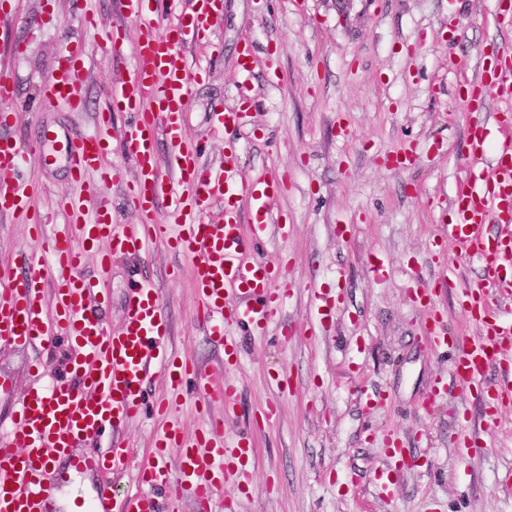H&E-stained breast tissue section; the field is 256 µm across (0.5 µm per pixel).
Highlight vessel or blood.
I'll use <instances>...</instances> for the list:
<instances>
[{
	"instance_id": "1",
	"label": "vessel or blood",
	"mask_w": 512,
	"mask_h": 512,
	"mask_svg": "<svg viewBox=\"0 0 512 512\" xmlns=\"http://www.w3.org/2000/svg\"><path fill=\"white\" fill-rule=\"evenodd\" d=\"M198 8L179 17L177 24L161 30L154 23L149 0H123L127 14L144 26L136 48H128L119 27L105 32L111 57L135 54L127 78L113 85L108 109L97 116L96 129L65 139L60 153L74 180L90 173L101 179H119L117 169L102 159L109 152L108 130L115 112L134 113L123 133L127 157L134 165L127 200L142 222L131 230L112 221V205L102 202L87 214L79 200H61L66 228L52 230L47 219L32 226L35 243L48 247L50 263L38 253L23 256L27 273L12 277L0 269V344L28 347L62 335L71 340L67 364L69 379L46 383L44 369H36L34 382L18 402L9 432L0 435V512H46V502L56 484L53 457L66 456L74 471L95 470L103 479L96 486L91 512H108L112 485L106 476L129 464L128 448L113 446L97 455L77 453L82 440L109 427L139 417L144 390L143 376L152 363L166 373L172 397L193 387L198 400L221 399L233 407L234 385L195 373L185 358L168 355L162 302L155 288L140 286L128 296L121 332L107 330L88 312L90 301L104 302L99 282L80 272L86 252L108 242L100 257L108 269L117 254L144 251L160 243L192 260L198 317L210 336L224 348V365L232 367L239 340L230 324L263 334L278 313L282 296L273 286L281 267L262 258L244 260L248 241L268 233L287 234L288 227L271 221L278 198L277 187L264 180H244L236 153L224 157V166H204L185 131L184 114L192 88L202 76L183 52L187 41L205 39L224 9L223 0H197ZM493 67L474 79H463L468 100L485 102L494 96L499 107L492 122L476 121L467 128L469 173L457 186L450 202L457 220L449 236L475 256L486 272L484 284L462 288L460 301L477 325L478 335L447 337L440 312H433L427 330L432 347L452 345L454 380L467 389H482L486 405L495 412L512 408V378L484 389V376L494 361L512 357V319L504 316L512 298V52L495 53ZM87 55L83 48L68 50L42 83L46 101L67 102L73 111L85 109L83 89ZM14 96L10 78L0 74V215L27 213L29 194L15 173L26 155L39 153L36 145H22L6 136L16 114L5 104ZM241 112L215 105L214 130L238 127ZM166 142L167 157H160L159 142ZM165 203V222H157V203ZM498 227L495 235L484 225ZM223 422H210L194 438H185L178 427L156 434L139 463V488L128 494L121 512H178L180 491L191 487L198 512H209L213 494L227 475L242 472L255 459L249 439H226ZM178 455V473L167 460Z\"/></svg>"
}]
</instances>
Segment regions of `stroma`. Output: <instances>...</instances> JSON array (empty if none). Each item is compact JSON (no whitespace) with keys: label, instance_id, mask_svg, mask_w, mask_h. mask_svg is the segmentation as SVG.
<instances>
[{"label":"stroma","instance_id":"35a3bbf8","mask_svg":"<svg viewBox=\"0 0 512 512\" xmlns=\"http://www.w3.org/2000/svg\"><path fill=\"white\" fill-rule=\"evenodd\" d=\"M22 17H0V66L15 84L10 103L18 114L13 137L40 143L49 162L28 158L21 171L30 185V211L50 212L58 198L82 197L86 213L101 199L112 203L115 223L131 229L139 214L123 183L89 177L75 184L56 157L65 136L95 127L110 85L128 76L132 56L107 59L100 32L84 15L121 25L129 44L142 37L138 19L121 0H53L40 20L41 0H21ZM492 0H224L216 35L188 46L190 61L206 69L195 84L186 128L203 161L223 163L236 149L245 175L278 181L275 204L286 236L247 250L251 258L280 257L282 279L293 288L262 336L239 329L242 354L224 368L222 348L196 321L191 264L165 246L120 256L101 272L95 253L81 272L103 280L108 303L98 315L120 331L126 300L138 284H154L169 321V354L188 357L205 374L227 379L238 393L233 411L222 400L195 407L178 401L166 416L151 412L170 397L162 368L145 391L146 409L117 431L82 444L81 452L119 440L141 461L158 428L179 425L193 436L212 419L224 436L251 437L257 463L247 477L228 476L211 512H512V411L490 420L476 392L458 386L448 349L424 337L427 311L415 302V276L448 270L450 283L432 303L449 334L475 335L458 305V290L478 284L480 262L448 238V202L467 170L466 106L456 92L458 66L477 75L492 44L512 50V29L491 23ZM87 50L88 107L44 102L39 82L71 44ZM253 49L250 99L236 95L238 55ZM20 54H13V47ZM224 103L242 114L239 129L214 131L209 112ZM408 151L411 164L391 169L387 155ZM348 225L337 237V225ZM27 217L0 221V266L33 250ZM388 270L374 279L371 267ZM331 293L336 308L318 321L314 294ZM69 342L0 350V381L13 393L0 397V429L30 386V371L66 374ZM447 392L434 403L435 383ZM474 445L461 453L455 432ZM404 448L389 493L377 478L390 444ZM96 477L71 472L52 494L51 512H74V502L94 496Z\"/></svg>","mask_w":512,"mask_h":512}]
</instances>
